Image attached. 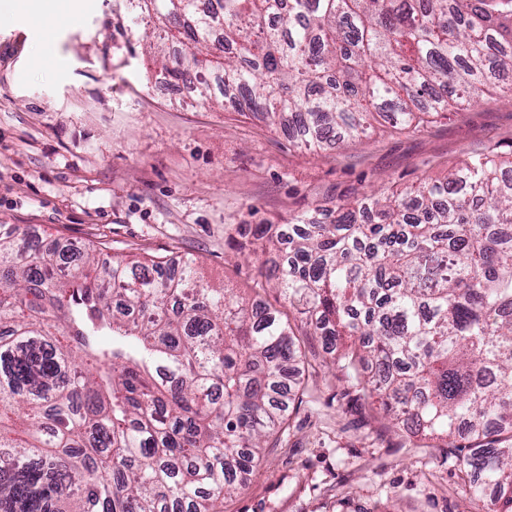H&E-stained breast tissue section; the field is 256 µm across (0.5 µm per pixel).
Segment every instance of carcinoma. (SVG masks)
I'll return each instance as SVG.
<instances>
[{
    "mask_svg": "<svg viewBox=\"0 0 512 512\" xmlns=\"http://www.w3.org/2000/svg\"><path fill=\"white\" fill-rule=\"evenodd\" d=\"M138 0L173 81L320 147L390 116L418 128L512 74V0ZM473 156L443 180L295 218L274 279L358 382L424 436L466 428L460 471L512 512V177ZM251 233L278 246L282 231ZM72 265L0 224V512H219L285 424L288 323L197 259Z\"/></svg>",
    "mask_w": 512,
    "mask_h": 512,
    "instance_id": "cac0c4a2",
    "label": "carcinoma"
}]
</instances>
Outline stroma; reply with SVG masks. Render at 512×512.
I'll return each mask as SVG.
<instances>
[{
  "mask_svg": "<svg viewBox=\"0 0 512 512\" xmlns=\"http://www.w3.org/2000/svg\"><path fill=\"white\" fill-rule=\"evenodd\" d=\"M129 0H0V224L111 257L197 258L207 281L280 311L299 361L287 428L221 512H489L462 441L392 427L269 278L244 224H285L374 186L396 192L474 155L512 158V86L416 131L311 149L257 112L163 92Z\"/></svg>",
  "mask_w": 512,
  "mask_h": 512,
  "instance_id": "1",
  "label": "stroma"
}]
</instances>
